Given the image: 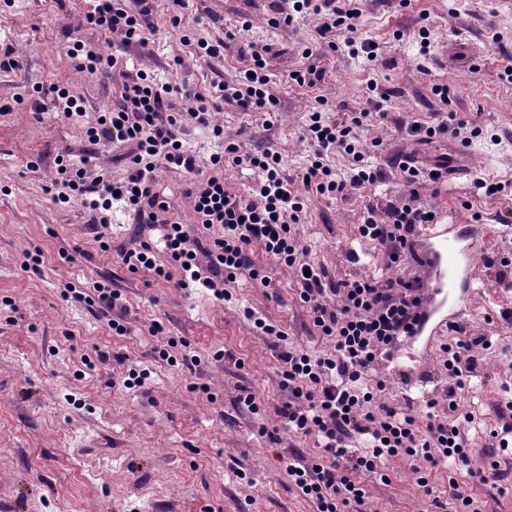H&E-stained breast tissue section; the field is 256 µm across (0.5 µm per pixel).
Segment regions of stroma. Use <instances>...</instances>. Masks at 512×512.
Returning a JSON list of instances; mask_svg holds the SVG:
<instances>
[{
  "label": "stroma",
  "instance_id": "obj_1",
  "mask_svg": "<svg viewBox=\"0 0 512 512\" xmlns=\"http://www.w3.org/2000/svg\"><path fill=\"white\" fill-rule=\"evenodd\" d=\"M167 7L159 0L157 31L141 45L82 26L84 0H0V51L12 48L20 62L19 69L0 70V512H316L291 484L285 464L295 453L317 456L314 438L284 432L275 443L268 436L282 402L279 351L292 347L318 356L332 348L315 333L290 270L254 252L270 284L238 279L228 304L144 270L130 272L119 249L129 242L133 219L121 209L110 213L112 249L104 252L93 212L78 200L60 206L52 199L48 153L67 148L90 157L89 176L104 172L117 182L126 175L123 157L131 147L91 148L83 125L52 112L36 114L33 85L69 86L92 121L114 104L123 74L140 69L201 92L235 81L243 66L237 55L197 57L181 42ZM360 7L356 36L377 44L375 65L347 54L346 32H336L335 47H328L317 34L316 17L272 25V0H188L183 22L196 27L198 38L210 39L219 31L209 24L215 16L222 28L238 30L240 40L273 48L274 112L222 103L213 115L243 149L277 151L288 179L297 178L313 151L303 128L316 95L351 112L381 109L375 126L358 132L368 161L382 174L376 191L352 190L337 200L311 196L297 227L308 260L328 279L385 274L382 250L361 239L357 226L373 198L401 196L396 154L448 152L467 166V174L448 178L439 191L421 188L420 201L447 213L449 223L475 225L487 236L460 319L474 334L491 337L493 346L457 392L458 412L466 417L462 439L475 451L472 467L439 465L430 482L448 510L453 479L473 498L476 512H512V447L500 448L494 437L512 427V273L500 277L498 264L500 257L512 259V228L499 222L512 213V195L481 196L473 185L478 177L512 180V78L503 74L512 62V0H411L406 6L361 0ZM246 21L247 31L241 28ZM424 27L430 52L422 57L418 32ZM69 30L89 48L126 60L125 73L91 77L80 71L65 51ZM460 42L479 43L487 54L475 66L451 69L448 49ZM308 46L313 55L306 58ZM311 64L325 71L319 89L289 84L287 71ZM370 82L394 89V96L376 104L366 96ZM441 83L451 88L445 102L432 92ZM451 113L467 123L460 137L420 148L406 130L408 121L437 123ZM181 138L196 155L197 170L160 167L155 178L172 212L191 225L186 192L211 176L208 159L223 151L224 142L189 119ZM34 252L40 264L27 260ZM99 281L121 293L124 310L106 315L99 305L64 300L66 288ZM247 309L279 325L286 340L254 332L243 315ZM119 316L129 326L123 335L109 326ZM157 323L164 331L155 336ZM169 336L185 339L198 364L172 366L156 358L155 347ZM396 349L410 358L413 387L382 365L367 381L384 382L386 404L422 417L425 401L441 397L448 386L444 357L437 345L425 348L406 336ZM218 351L224 357L217 361ZM119 354L149 369L143 387H123L127 368L116 362ZM204 384L209 393L201 392ZM249 394L260 401V413L242 404ZM491 461L499 476L481 482L473 471ZM360 482L366 498L358 512H427L411 461L391 459L383 476L364 475Z\"/></svg>",
  "mask_w": 512,
  "mask_h": 512
}]
</instances>
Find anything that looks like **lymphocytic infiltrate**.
Returning a JSON list of instances; mask_svg holds the SVG:
<instances>
[{
	"instance_id": "obj_1",
	"label": "lymphocytic infiltrate",
	"mask_w": 512,
	"mask_h": 512,
	"mask_svg": "<svg viewBox=\"0 0 512 512\" xmlns=\"http://www.w3.org/2000/svg\"><path fill=\"white\" fill-rule=\"evenodd\" d=\"M155 5L156 0H136L131 9L124 0H89L84 21L103 33L140 42L154 30ZM309 15L321 19L320 38L346 31L349 55L369 64L377 62L378 52L371 41L354 37L361 16L358 0H288L279 20L288 25ZM269 52V46H251L237 82L218 85L213 93L176 88L137 71L118 84L115 106L90 124L85 121L81 99L67 88L57 83L36 87L37 111L85 123L91 144L131 142L136 146L128 175L121 182L100 175L88 178L86 164L76 163L67 154L57 155L54 201L66 204L75 197L83 199L101 226L97 241L104 252L109 249L107 213L113 205H120L139 223L161 233L160 246L143 241L121 252L128 270L150 271L182 289L204 288L219 300H231L228 287L238 276L268 283V276L251 261L253 248L292 269L299 299L308 308L314 329L332 341L334 350L317 358L294 348L279 354L281 386L287 398L275 410L278 421L289 433L315 437L323 450L314 459L299 455L289 460L286 470L291 481L314 503L316 512H346L348 506L364 499L359 476L380 472L389 459L403 458L413 461L417 486L424 494H432L429 475L433 468L447 460L463 467L471 464L473 453L461 438L456 400L441 409L435 401H428L426 422L420 426L412 415L376 404L373 388L364 384L380 354L391 349L398 337L412 335L418 321L420 281L355 275L325 285L324 269L307 261L297 233L308 195L334 199L346 190L379 182L381 175L365 164L357 137L358 129L373 125L374 113L364 109L337 118L331 115L327 100H319L306 119V137L315 150L296 182L282 175L281 158L270 150L249 152L230 142L223 153L211 155L214 176L205 185L192 187L187 195L198 224L206 230L221 226L219 236H195L193 228L172 216L167 198L156 187V167L189 173L196 169V157L178 144L183 117L212 127L220 137L224 129L212 123V99L245 112H264L273 104L266 61ZM176 94L188 103L187 113L167 112L168 99ZM331 152L352 157L354 166L347 179H338L325 163ZM229 166L253 172L251 193L242 196L226 186L219 172ZM397 167L410 189L408 196L381 209L367 206L358 226L361 238L381 246L390 269L405 264L411 253L408 239L429 221L428 208L416 202V186L442 184L448 157L440 155L434 167L423 168L416 165L413 155L404 154ZM450 330L457 334V342L441 344L440 349L446 356L449 378L459 383L474 368L473 350L489 349L491 343L486 337L468 335L461 323L451 324Z\"/></svg>"
}]
</instances>
